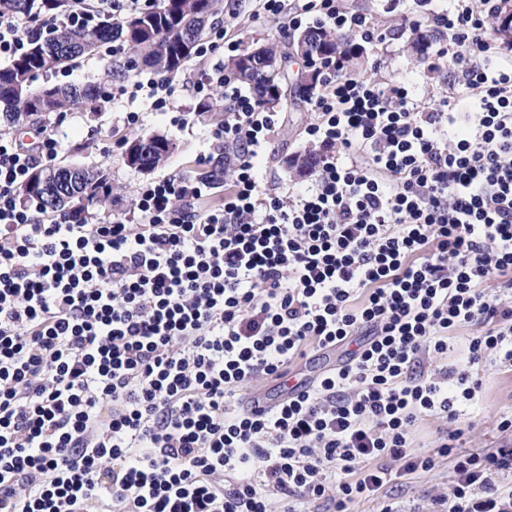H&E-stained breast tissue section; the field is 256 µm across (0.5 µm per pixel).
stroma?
I'll list each match as a JSON object with an SVG mask.
<instances>
[{
	"mask_svg": "<svg viewBox=\"0 0 512 512\" xmlns=\"http://www.w3.org/2000/svg\"><path fill=\"white\" fill-rule=\"evenodd\" d=\"M348 10H363L370 13L379 27L389 29L396 25L401 12H419L423 18L421 32H428L430 14L446 10L449 0H339ZM253 0H243L239 17L219 15L229 36L240 39L242 47H254L268 42L287 41L285 31L275 26L255 21L251 16ZM412 34L382 44L365 47L366 63L360 77L387 79L393 76L406 77L410 82V94L417 107H427L443 94L458 95L462 90V77L454 66L438 70L428 68L411 48ZM125 55H112L110 45H103L93 55L73 66L69 82L81 86L89 82L101 83L109 89L108 102L100 109L75 107L67 111L61 125L62 144L58 161L83 166L89 169L105 167L109 170L110 196L105 204L89 205L88 211L95 218L111 220L113 216L130 209L141 184L158 176L189 177L203 172V158H217L219 150L208 137L209 129L223 121L225 113L220 109L197 110L192 123L179 127L170 116L153 112L143 100L130 99L117 91L126 74ZM280 111L285 112L286 121L275 138V150L260 163L261 179L269 187L285 184L301 187L307 184V176L289 169L287 161L303 153L309 143L304 135L305 127L313 121L306 101L287 98L281 102ZM142 115L140 129L127 128L123 123L125 113ZM159 133L176 144L170 158L150 171L131 168L124 161L127 141L136 135ZM482 380L481 398L474 414L462 419L463 434L457 446L460 451L485 454L494 451L505 441L506 436L497 430V414L512 410V371L495 367L480 369ZM453 479V461L439 459L435 468L419 476L395 477L382 491L383 499L392 498L404 504L429 506L434 495L449 493Z\"/></svg>",
	"mask_w": 512,
	"mask_h": 512,
	"instance_id": "stroma-1",
	"label": "stroma"
}]
</instances>
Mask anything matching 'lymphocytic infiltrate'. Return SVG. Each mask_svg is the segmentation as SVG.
<instances>
[{
  "label": "lymphocytic infiltrate",
  "instance_id": "obj_1",
  "mask_svg": "<svg viewBox=\"0 0 512 512\" xmlns=\"http://www.w3.org/2000/svg\"><path fill=\"white\" fill-rule=\"evenodd\" d=\"M155 0H70L59 22L86 29ZM500 0H452L431 22L434 65L461 70L474 110H421L404 79L323 74L305 134L321 155L307 185L263 186L258 165L282 113L224 67L200 71L231 105L210 130L234 180L142 184L112 221L50 223L21 190L60 148L0 133V512H350L381 500L392 463L407 475L453 456L443 512H512V446L454 454L483 362L512 371V64H495ZM254 19L323 27L366 43L389 34L337 0H256ZM34 31L0 15V61ZM175 77L139 70L120 94L174 112ZM478 328L466 346L456 333ZM350 358L303 379L263 411L241 390L286 378L307 349ZM437 368H430V360ZM445 420L433 452L411 446ZM381 512H400L381 500ZM443 421L432 420L426 418L419 421L414 427L412 446L416 451H426L436 446L437 434L436 429L441 425Z\"/></svg>",
  "mask_w": 512,
  "mask_h": 512
}]
</instances>
